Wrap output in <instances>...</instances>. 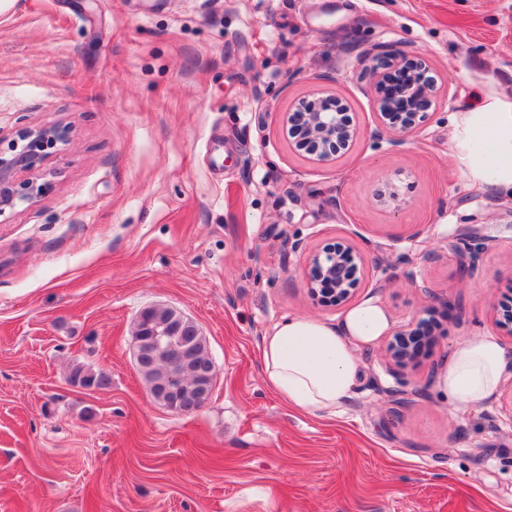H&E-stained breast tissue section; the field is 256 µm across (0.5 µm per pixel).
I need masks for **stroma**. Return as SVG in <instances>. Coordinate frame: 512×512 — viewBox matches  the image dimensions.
<instances>
[{"mask_svg":"<svg viewBox=\"0 0 512 512\" xmlns=\"http://www.w3.org/2000/svg\"><path fill=\"white\" fill-rule=\"evenodd\" d=\"M397 51L426 60L440 101L393 147L359 72L367 53ZM318 86L360 131L326 165L282 122ZM479 95L512 101V0H16L0 13V141L72 129L41 202L0 216V512H512V372L464 411L435 387L461 337L498 338L512 358L491 312L512 301V200L472 187L448 142ZM468 227L487 249L464 281L450 241ZM292 239L304 251L289 254ZM344 242L367 262L350 304L377 300L395 329L427 304L440 327L400 399L382 342L361 350L334 418L280 399L261 348L284 318L340 320L305 263ZM151 307L207 341L214 388L196 413L156 403L137 370ZM78 365L110 385H72Z\"/></svg>","mask_w":512,"mask_h":512,"instance_id":"1","label":"stroma"}]
</instances>
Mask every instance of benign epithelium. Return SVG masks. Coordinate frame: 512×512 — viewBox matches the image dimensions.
<instances>
[{
    "instance_id": "1",
    "label": "benign epithelium",
    "mask_w": 512,
    "mask_h": 512,
    "mask_svg": "<svg viewBox=\"0 0 512 512\" xmlns=\"http://www.w3.org/2000/svg\"><path fill=\"white\" fill-rule=\"evenodd\" d=\"M400 70L412 72L413 80L394 97L385 95L376 104L379 134L388 135L394 145L401 143L405 134L421 128L429 111L440 100L437 80L429 74L426 61L408 52L367 55L360 76L369 84L381 87ZM285 122L296 133V149L314 156V160L321 163L331 161L348 150L358 135L348 114L336 104V98L322 89L295 103L285 114ZM69 143L70 131L65 126L25 127L17 132V138L8 150H0V216L20 203L34 205L40 200L47 187L44 165L49 150L61 152ZM485 248V238L474 232L461 234L454 250L464 277L475 274ZM363 270L361 252L352 244H339L310 255L305 276L309 288H318L324 298L339 305L348 300L358 274ZM430 311L429 306L422 308L421 317L397 331L386 343L388 371L399 384L397 388L387 389L393 397L405 394L402 390V386L407 384L404 372L414 365L418 357L410 340L426 324L425 315ZM495 322L503 335L512 338V305L506 309L496 308ZM213 384L214 381H209L200 399L191 406L185 404L176 385L169 386L166 389L169 409L181 414L200 410L209 399Z\"/></svg>"
}]
</instances>
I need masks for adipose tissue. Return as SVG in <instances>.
<instances>
[{"instance_id": "adipose-tissue-1", "label": "adipose tissue", "mask_w": 512, "mask_h": 512, "mask_svg": "<svg viewBox=\"0 0 512 512\" xmlns=\"http://www.w3.org/2000/svg\"><path fill=\"white\" fill-rule=\"evenodd\" d=\"M452 149L468 178L492 196L512 197V102L483 101L458 113ZM390 330L385 310L373 300L348 310L338 325L305 316L277 323L264 338V375L291 405L336 415L355 392L356 352ZM506 367L503 347L489 336H465L451 347L437 390L459 410L493 396Z\"/></svg>"}]
</instances>
